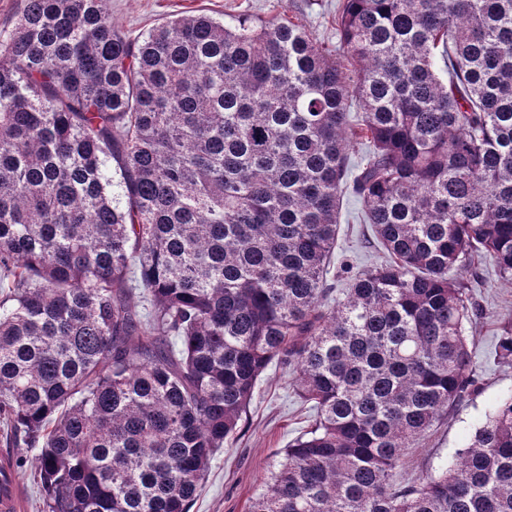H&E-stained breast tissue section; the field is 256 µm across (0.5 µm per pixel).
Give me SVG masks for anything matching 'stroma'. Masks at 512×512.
<instances>
[{
  "label": "stroma",
  "mask_w": 512,
  "mask_h": 512,
  "mask_svg": "<svg viewBox=\"0 0 512 512\" xmlns=\"http://www.w3.org/2000/svg\"><path fill=\"white\" fill-rule=\"evenodd\" d=\"M337 0H109L112 22L128 37L136 38L178 16L224 15L280 20L292 18L306 25L323 45L336 46ZM361 206L344 200L335 254L327 275L333 299H344L354 273L383 262L384 255L370 225L360 223ZM470 288L482 313L471 332L479 390L439 423L422 447L412 449L397 480L412 481L434 468L440 457L453 453L473 431L477 417L499 391L512 386V366L497 363L494 349L501 328L512 322V282L502 278L486 257L474 259L458 271ZM314 420L310 405L298 399L291 376L276 365L264 372L240 434L225 443L212 458L207 477L190 512H247L249 500L261 487L276 462L275 453L308 430ZM37 449L0 445V457L23 462L25 474L18 480L25 493V512H41Z\"/></svg>",
  "instance_id": "obj_1"
}]
</instances>
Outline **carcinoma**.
<instances>
[{
	"label": "carcinoma",
	"instance_id": "obj_1",
	"mask_svg": "<svg viewBox=\"0 0 512 512\" xmlns=\"http://www.w3.org/2000/svg\"><path fill=\"white\" fill-rule=\"evenodd\" d=\"M348 195L386 260L336 303ZM478 254L512 280V0H338L333 52L25 0L0 41V439L42 512H189L272 363L316 418L248 512H512V387L396 483L473 390Z\"/></svg>",
	"mask_w": 512,
	"mask_h": 512
}]
</instances>
